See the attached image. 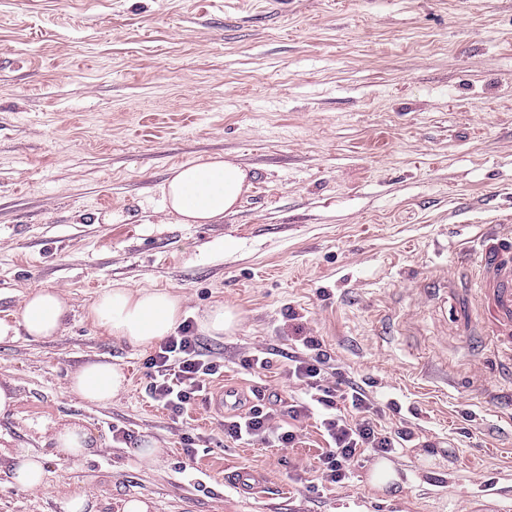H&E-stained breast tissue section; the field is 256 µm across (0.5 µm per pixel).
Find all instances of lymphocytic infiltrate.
Returning <instances> with one entry per match:
<instances>
[{"label":"lymphocytic infiltrate","mask_w":512,"mask_h":512,"mask_svg":"<svg viewBox=\"0 0 512 512\" xmlns=\"http://www.w3.org/2000/svg\"><path fill=\"white\" fill-rule=\"evenodd\" d=\"M310 350L307 358H294L288 366L290 380L301 382L306 398L288 405L286 411L258 403L247 411L224 420V434L236 441H259L277 448H288L298 438V425L308 419L314 407H321L320 421L326 442L318 457L323 483L336 485L348 480L351 465L365 452L388 454L399 443L398 434L387 431L376 417L373 402L357 389L345 390L327 384L326 361L317 352L318 343L307 337L302 341ZM146 367L149 398L162 409L180 416L208 393L224 367L200 349L190 322H182L163 339L149 356ZM349 401L350 415L336 411L337 400Z\"/></svg>","instance_id":"obj_1"}]
</instances>
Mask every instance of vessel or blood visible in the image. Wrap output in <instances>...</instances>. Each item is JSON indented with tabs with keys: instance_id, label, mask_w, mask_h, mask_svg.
Returning a JSON list of instances; mask_svg holds the SVG:
<instances>
[{
	"instance_id": "vessel-or-blood-1",
	"label": "vessel or blood",
	"mask_w": 512,
	"mask_h": 512,
	"mask_svg": "<svg viewBox=\"0 0 512 512\" xmlns=\"http://www.w3.org/2000/svg\"><path fill=\"white\" fill-rule=\"evenodd\" d=\"M488 238V245L469 259L464 286L477 301L501 367L512 372V233L492 232Z\"/></svg>"
}]
</instances>
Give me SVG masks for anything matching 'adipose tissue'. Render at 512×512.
<instances>
[{"label":"adipose tissue","mask_w":512,"mask_h":512,"mask_svg":"<svg viewBox=\"0 0 512 512\" xmlns=\"http://www.w3.org/2000/svg\"><path fill=\"white\" fill-rule=\"evenodd\" d=\"M251 187L246 167L232 159L174 169L163 189V205L183 224H217L234 212ZM69 311L62 294L38 289L25 298L20 317L27 335L34 340L55 336ZM184 316L181 296L169 290L115 285L95 298L86 317L108 335L133 346L145 347L172 334ZM71 387L84 400L107 404L126 388L119 365L94 361L85 364L71 379ZM50 441L56 454L72 462L86 457L92 445L89 432L70 423L53 427Z\"/></svg>","instance_id":"obj_1"}]
</instances>
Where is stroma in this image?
Here are the masks:
<instances>
[{
    "mask_svg": "<svg viewBox=\"0 0 512 512\" xmlns=\"http://www.w3.org/2000/svg\"><path fill=\"white\" fill-rule=\"evenodd\" d=\"M218 156L250 191L221 223H178L166 180ZM508 214L512 0H0V383L18 397L0 415V512H67L69 484L85 512L139 495L151 512H471L487 484L512 512V378L456 253ZM441 275L444 300L427 292ZM117 283L179 293L193 323L236 308L233 332L199 337L224 361L219 388L291 403L288 358L317 339L383 425L411 429L396 480L373 486L365 455L320 483L315 416L281 450L225 439L207 402L182 419L153 405L151 348L84 318ZM41 288L70 311L34 341L20 309ZM92 361L126 375L109 404L71 389ZM66 422L97 442L77 464L48 441ZM151 441L148 470L134 452ZM20 448L45 456L47 487H16ZM241 469L263 475L258 493L227 485Z\"/></svg>",
    "mask_w": 512,
    "mask_h": 512,
    "instance_id": "1",
    "label": "stroma"
}]
</instances>
